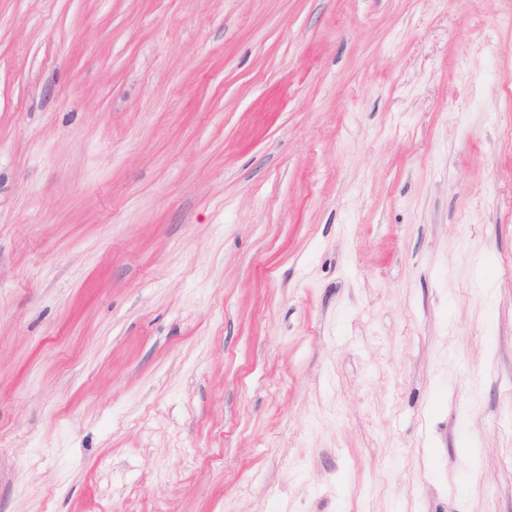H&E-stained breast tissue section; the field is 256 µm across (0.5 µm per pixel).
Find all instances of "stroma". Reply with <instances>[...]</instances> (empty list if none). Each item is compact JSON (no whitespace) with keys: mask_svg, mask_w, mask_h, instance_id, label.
I'll return each instance as SVG.
<instances>
[{"mask_svg":"<svg viewBox=\"0 0 512 512\" xmlns=\"http://www.w3.org/2000/svg\"><path fill=\"white\" fill-rule=\"evenodd\" d=\"M0 512H512V0H0Z\"/></svg>","mask_w":512,"mask_h":512,"instance_id":"stroma-1","label":"stroma"}]
</instances>
